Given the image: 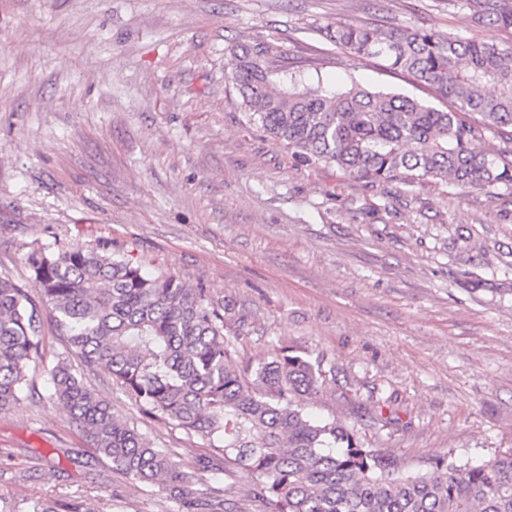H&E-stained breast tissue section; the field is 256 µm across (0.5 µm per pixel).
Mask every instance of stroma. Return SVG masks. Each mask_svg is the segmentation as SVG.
I'll use <instances>...</instances> for the list:
<instances>
[{
  "instance_id": "obj_1",
  "label": "stroma",
  "mask_w": 512,
  "mask_h": 512,
  "mask_svg": "<svg viewBox=\"0 0 512 512\" xmlns=\"http://www.w3.org/2000/svg\"><path fill=\"white\" fill-rule=\"evenodd\" d=\"M363 21L472 33L458 0H0V277L27 252L104 242L205 287L248 317L240 363L275 345L332 366L319 420L414 471L433 456L512 449V191L371 188L297 161L249 119L228 48L271 45L289 72L433 94L326 40ZM40 336L19 402L0 413V504L59 494L80 512H178L115 471L51 398L68 357ZM86 384L192 471L207 439L144 414L105 373ZM224 512H265L246 478L204 473Z\"/></svg>"
}]
</instances>
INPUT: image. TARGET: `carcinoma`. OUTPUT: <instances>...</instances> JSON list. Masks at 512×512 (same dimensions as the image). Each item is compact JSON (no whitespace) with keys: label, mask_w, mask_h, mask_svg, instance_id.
<instances>
[{"label":"carcinoma","mask_w":512,"mask_h":512,"mask_svg":"<svg viewBox=\"0 0 512 512\" xmlns=\"http://www.w3.org/2000/svg\"><path fill=\"white\" fill-rule=\"evenodd\" d=\"M470 37L399 26H325L336 47L378 59L432 89L450 106L418 98L310 82L269 66L270 47L236 44L226 63L250 116L274 141L308 165L335 167L372 187L410 189L439 181L464 190L512 189V0H463ZM498 138L507 143L488 148ZM31 285L0 278V412L15 405L38 336L48 323L89 371L106 373L149 413L209 440L200 470H242L267 512H512V450L478 463L450 454L404 472L335 420L316 422L303 401L326 381L324 359L275 346L255 364L233 357L229 331L247 316L205 288L174 274H149L133 251L105 244L27 254ZM53 396L90 447L142 485H162L182 512H224V489L198 493L193 475L115 415L67 362L51 371ZM30 512H74L59 499L36 500Z\"/></svg>","instance_id":"cac0c4a2"}]
</instances>
